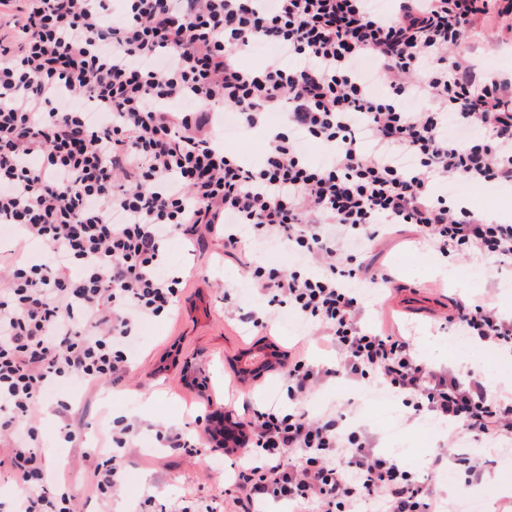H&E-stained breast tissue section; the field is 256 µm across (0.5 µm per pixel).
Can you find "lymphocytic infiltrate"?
<instances>
[{
    "label": "lymphocytic infiltrate",
    "instance_id": "1",
    "mask_svg": "<svg viewBox=\"0 0 512 512\" xmlns=\"http://www.w3.org/2000/svg\"><path fill=\"white\" fill-rule=\"evenodd\" d=\"M372 2L124 0L117 15L112 0H0V15H19L0 32V223L41 248L0 262V472L21 492L14 512H77L24 421L63 381L121 382L138 324L179 298L181 278L164 271L177 234L200 246L221 237L266 307L329 336L338 355L333 367L289 355L292 410L239 421L247 463L230 512L266 499L295 512L370 501L442 512L346 413L305 409L333 378L371 381L446 423L434 465L463 438L512 441V395L419 361L396 329L361 324L368 291L393 281L365 258L385 227H408L444 257L512 258V224L447 190H512V72H488L463 49L489 17L512 34V0ZM266 45L277 56L242 63ZM223 113L264 136L261 161L232 150ZM270 242L295 256L291 269L255 261L253 247ZM447 321L512 353V317L486 296L454 303ZM137 435L121 422L94 449L102 503Z\"/></svg>",
    "mask_w": 512,
    "mask_h": 512
}]
</instances>
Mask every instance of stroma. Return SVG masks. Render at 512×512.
Here are the masks:
<instances>
[{
  "label": "stroma",
  "mask_w": 512,
  "mask_h": 512,
  "mask_svg": "<svg viewBox=\"0 0 512 512\" xmlns=\"http://www.w3.org/2000/svg\"><path fill=\"white\" fill-rule=\"evenodd\" d=\"M395 284L417 288L426 300L423 313H406L388 291L372 296L365 312L369 325L392 324L410 339L417 356L437 368H454L481 374L490 391H512V357L475 346L468 351L453 350L456 331L445 325L451 303L475 295L466 275L478 271L483 286L489 289L499 312L512 316V263L495 257L475 256L467 260L444 258L425 244L399 235L386 236L377 246ZM168 269L182 277L183 290L171 313L142 322L126 364L125 379L119 386L96 390L85 386H62L36 408L33 420L41 429L51 468L64 472L65 481L80 488V512H182L197 501L210 504L214 512H227L230 498L225 490L237 456H225L223 445L208 439L204 428L208 418L225 413L241 417V402L254 407H287L282 388V366L257 371L250 379L240 380L235 373L239 350L257 342L275 344L280 354L302 350L315 362L331 365L336 355L323 337L309 335L304 325L284 324L283 314L273 315L266 328L237 325L224 310V292L232 290L238 301L255 310H263L253 291L251 273L236 262L224 260L216 244L199 249L181 236L166 245ZM69 403L83 423V440L75 447L57 442V402ZM361 391L343 379L335 378L307 397L312 412L329 404L347 407L356 404V417L374 436L377 448H395L385 427L394 420L407 434L421 435L429 419L407 420L401 407H393L382 417L360 409ZM127 419L137 423L140 434L136 448L126 452L123 463L125 480L109 505L86 486L93 460L86 451L104 445L110 420ZM181 433L198 443L191 456H174L156 437L157 431ZM445 429H437L428 447L400 455L401 465L428 485L440 502L461 503L471 487L487 493L484 512H512V484L502 480L500 457L492 451L497 441L487 437L478 441L464 439L456 452L466 457L484 454L489 463L483 480L470 485L464 466L453 464L435 471L430 467L432 450L445 440Z\"/></svg>",
  "instance_id": "obj_1"
}]
</instances>
